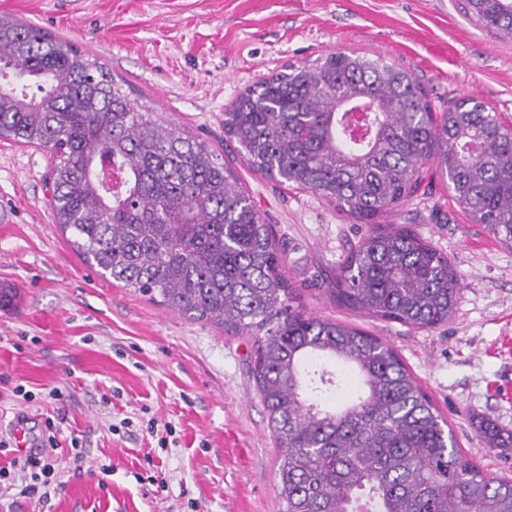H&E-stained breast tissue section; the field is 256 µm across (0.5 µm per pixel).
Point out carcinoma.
I'll use <instances>...</instances> for the list:
<instances>
[{
    "label": "carcinoma",
    "mask_w": 512,
    "mask_h": 512,
    "mask_svg": "<svg viewBox=\"0 0 512 512\" xmlns=\"http://www.w3.org/2000/svg\"><path fill=\"white\" fill-rule=\"evenodd\" d=\"M512 37V0H466ZM225 140L280 185L365 225L327 292L413 329L454 313L460 284L410 224L380 219L414 197L428 166L474 224L512 249V125L475 98L441 113L411 73L330 53L248 87ZM0 138L48 149L55 223L83 259L152 301L256 336L253 376L277 447L281 512H512V479L464 456L395 350L306 311L286 253L227 164L135 105L69 41L0 15ZM341 370L361 386L330 404ZM493 448H511L493 421Z\"/></svg>",
    "instance_id": "obj_1"
}]
</instances>
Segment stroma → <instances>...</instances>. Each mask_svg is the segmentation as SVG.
<instances>
[{"label":"stroma","mask_w":512,"mask_h":512,"mask_svg":"<svg viewBox=\"0 0 512 512\" xmlns=\"http://www.w3.org/2000/svg\"><path fill=\"white\" fill-rule=\"evenodd\" d=\"M64 38L128 86L132 99L204 142L230 165L304 285L308 311L395 348L447 421L457 447L492 477L512 478V250L471 223L439 176L385 218L410 224L455 265L448 323L412 329L336 306L326 285L365 231L310 192L249 168L224 138V111L288 65L356 52L408 70L436 110L474 97L512 123V40L477 23L464 0H0V13ZM52 154L0 140V434L29 448L60 428L62 485L21 495L0 486V512H279L282 451L252 374L254 339L190 319L87 265L54 222ZM33 401L15 396V387ZM60 399H51V390ZM156 422L157 433L147 425ZM84 451L68 461L72 440Z\"/></svg>","instance_id":"35a3bbf8"}]
</instances>
